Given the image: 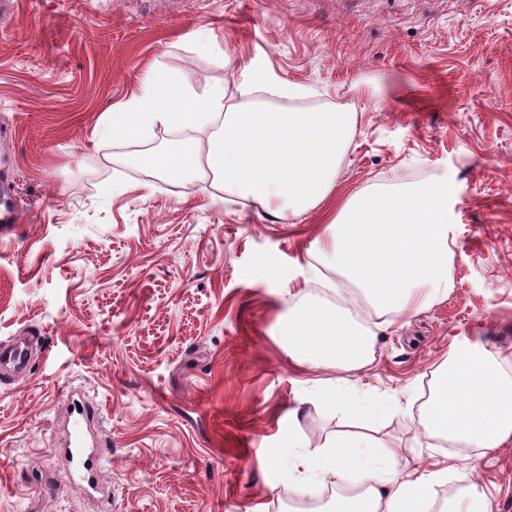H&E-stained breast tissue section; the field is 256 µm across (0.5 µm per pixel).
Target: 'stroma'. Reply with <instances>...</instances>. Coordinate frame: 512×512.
Here are the masks:
<instances>
[{
	"label": "stroma",
	"instance_id": "1",
	"mask_svg": "<svg viewBox=\"0 0 512 512\" xmlns=\"http://www.w3.org/2000/svg\"><path fill=\"white\" fill-rule=\"evenodd\" d=\"M240 56L313 89L262 104L355 113L337 196L418 171L451 184L452 288L375 327L373 363L336 391L384 402L376 436L403 474L450 468L437 496L465 484L512 512V443L485 456L419 426L456 346L512 352V0H15L0 17V182L19 217L0 224V341L36 336L50 357L0 383V512H304L357 485L288 472L294 435L314 446L348 423L282 337L302 295L359 294L310 281L331 201L282 220L133 163L178 131L97 132L154 71L234 100ZM74 389L104 421L107 508L52 449Z\"/></svg>",
	"mask_w": 512,
	"mask_h": 512
}]
</instances>
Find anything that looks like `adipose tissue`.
<instances>
[{"label":"adipose tissue","instance_id":"adipose-tissue-1","mask_svg":"<svg viewBox=\"0 0 512 512\" xmlns=\"http://www.w3.org/2000/svg\"><path fill=\"white\" fill-rule=\"evenodd\" d=\"M236 91L223 85L196 96L177 75L150 77L139 92L114 107L101 135L162 128H192L199 137L145 152L140 165L168 177L219 176L226 197H242L297 217L336 189V166L355 115L333 110L280 112L258 106L269 76L242 64ZM450 186L438 180L404 191H359L331 218L327 241L308 257L358 288L377 317L397 322L419 312L451 285L448 267ZM283 336L291 358L319 371L325 404L335 405L331 371L361 370L373 360V332L357 307L337 308L301 299L288 314ZM507 358L479 345L456 348L432 373L433 393L420 417L427 438L490 453L512 442V375ZM300 452L291 470L308 479L360 476L353 492L331 499L327 512H424L442 475L417 478L397 470L398 449L363 433L341 431Z\"/></svg>","mask_w":512,"mask_h":512}]
</instances>
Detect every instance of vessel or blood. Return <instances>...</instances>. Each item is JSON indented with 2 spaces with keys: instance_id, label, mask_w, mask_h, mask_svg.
<instances>
[{
  "instance_id": "vessel-or-blood-1",
  "label": "vessel or blood",
  "mask_w": 512,
  "mask_h": 512,
  "mask_svg": "<svg viewBox=\"0 0 512 512\" xmlns=\"http://www.w3.org/2000/svg\"><path fill=\"white\" fill-rule=\"evenodd\" d=\"M33 351L24 341L13 339L0 345V377L11 380L28 376ZM96 414L85 400L73 398L67 415L66 438L60 448L70 472L72 487L88 497L101 495L97 456Z\"/></svg>"
}]
</instances>
